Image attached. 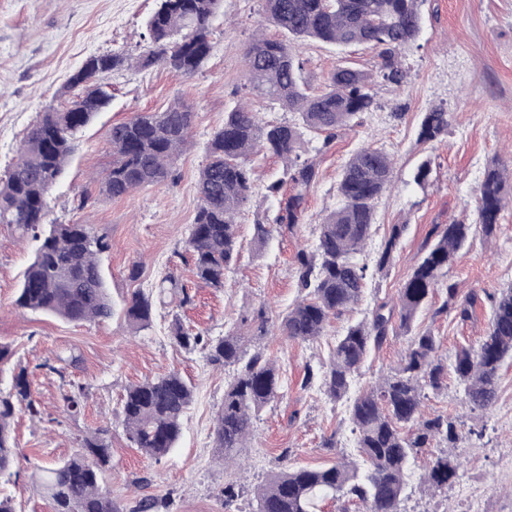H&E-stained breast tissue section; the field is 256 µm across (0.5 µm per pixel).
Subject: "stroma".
Instances as JSON below:
<instances>
[{"label": "stroma", "instance_id": "35a3bbf8", "mask_svg": "<svg viewBox=\"0 0 512 512\" xmlns=\"http://www.w3.org/2000/svg\"><path fill=\"white\" fill-rule=\"evenodd\" d=\"M158 0H0V176L17 161L20 143L40 115L67 105L74 97L67 84L87 57L112 52L137 54L146 44V21ZM419 39L403 54V85L384 81L373 88L375 104L338 132L331 144L306 133L304 157L314 159L319 176L305 197L302 222L274 235L265 249L252 240L253 226L274 223L279 197L266 188L282 179L284 163L273 157L255 162V192L237 217L241 256L211 288L194 281L182 256L199 198L196 182L213 131L224 114L241 101H251L266 121L290 119L273 101L250 97L245 87L243 55L255 34L278 37L271 25L260 26L261 0H223L212 22V50L190 77L156 65L124 68L103 74L110 105L99 112L77 139V147L49 195L48 220L53 224H91L107 236L110 250L103 260L112 299L111 318L74 323L56 315L34 313L15 304L19 282L36 243L18 240L0 224V343L14 355L1 366L6 374L30 369L29 380L40 417L16 414L12 435L18 450L17 478L0 481V494L12 498L16 512H51L34 486L36 466L69 458L80 440L103 430L112 446V462L103 476L124 512H139L141 501H162L161 512H251L253 490L284 465L318 467L345 457L358 459L344 403L329 401L318 388L301 386L305 366L327 362L337 336L377 305L392 302L424 253L434 225L471 215L476 190L490 162H512V0H424ZM303 72L312 88L325 85L337 65L373 73L375 50L340 48L316 41L300 48ZM191 106L195 117L192 143L177 162L174 180L112 199L98 192V181L112 165L107 134L112 124L137 112H161L173 101ZM442 105L451 114L446 136L422 143L419 124L424 112ZM383 149L394 161L395 184L377 201L372 236L360 261H372L390 225L407 230L389 271L369 280L353 311L332 319L325 336L312 344L267 338L268 351L287 371L282 395L259 415L253 436L238 449L237 462L224 465L214 438L216 414L229 374L197 351L176 345L169 332L173 316L184 324L223 335L247 311L266 305L272 314L286 312L300 296L295 254L312 248L321 223L337 204L339 174L359 148ZM431 164L425 185L414 175L422 161ZM87 206H80L82 196ZM140 276L130 279L132 265ZM175 272L189 288L191 305L178 310L157 307L149 330L134 332L123 308L131 294L155 285ZM447 285L415 323L431 332L442 356L477 344L490 316L488 294L512 284V206L501 213L494 235L474 233L448 267ZM477 296L472 317L460 321L437 314L448 298L447 286ZM409 336L390 331L372 352L352 385L365 390L398 365ZM73 353L77 367L57 375L41 370L44 362ZM178 370L193 389V402L182 419V435L172 452L154 461L127 440L120 401L127 387ZM86 386L87 399L74 416H61L59 406L67 381ZM456 376L440 392L429 393L428 415L460 418L470 434L459 444L458 478L446 493L423 490V461L412 464L406 512H512V363L500 371L498 399L487 414L470 412L462 403ZM241 490L232 505L224 503V485Z\"/></svg>", "mask_w": 512, "mask_h": 512}]
</instances>
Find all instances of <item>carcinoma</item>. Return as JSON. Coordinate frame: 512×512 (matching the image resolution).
Returning a JSON list of instances; mask_svg holds the SVG:
<instances>
[{"instance_id":"1","label":"carcinoma","mask_w":512,"mask_h":512,"mask_svg":"<svg viewBox=\"0 0 512 512\" xmlns=\"http://www.w3.org/2000/svg\"><path fill=\"white\" fill-rule=\"evenodd\" d=\"M222 0H159L146 23L148 42L138 55L125 52L88 57L74 73L68 87L79 89L70 106L43 113L20 148V156L0 178V224H7L21 239L36 242L34 259L27 267L16 305L33 312L56 314L71 322H96L112 316V302L102 274L107 238L91 224H48V194L63 174L77 133L86 127L111 95L98 77L125 65L147 69L163 65L183 76L195 74L212 49L211 20ZM423 0H262L264 21L281 32L277 39L259 36L244 53L246 88L299 115L293 121H262L246 104L224 115V125L206 145V163L198 179L199 206L190 225L184 251L198 282L224 287L225 273L240 257L237 215L254 190L253 162L259 155L284 161L292 193L282 200L275 223L254 224V242L264 247L274 232L292 230L301 223L306 193L316 182L315 162L301 158L303 131L325 134L329 143L360 112L371 110L373 78L401 84L406 77L401 54L421 32ZM316 40L348 47L369 45L377 50L376 75L349 65L330 74L325 88L309 92L297 47ZM194 113L181 101L162 112H139L112 125L108 143L112 168L101 179L99 192L119 199L132 191L174 177L176 163L190 143ZM450 112L437 106L424 113L419 141L430 142L448 134ZM394 162L380 148L364 146L345 164L337 186L339 206L318 225L312 249L295 256L301 300L272 321L260 306L212 337L205 330L189 332L173 319L171 339L180 347L205 355L215 366L231 367L224 401L215 419L216 447L224 460L245 447L258 414L276 401L284 387L281 367L260 345L272 331L286 339L313 343L323 336L331 318L352 310L362 299L368 276L381 275L392 265L407 229L392 224L373 264L361 262L372 235L375 203L393 185ZM512 184V166L497 161L486 168L478 187L471 223L455 221L435 227V239L412 268L392 305L382 303L363 319L349 325L336 339L329 360L316 374L306 365L302 387L315 379L333 402L343 399L354 375L370 354L387 339L392 321L412 331L418 313L448 275V266L470 235L494 234L505 208L506 188ZM448 300L435 314L471 317L475 295L458 299L447 288ZM170 297L183 307L191 302L185 285L171 272L157 291H136L126 304L125 317L137 332L151 326L156 303ZM490 318L479 344L462 348L453 362L439 354L431 332L409 337L398 368L360 393L349 406L352 433L362 463L342 458L321 468L285 467L273 473L254 492L255 512H315L317 503L332 500L347 512L355 502L362 512H404L402 502L409 466L426 449L444 443L429 462L421 484L445 492L457 476L455 454L461 435L452 418L426 417L422 412L425 390L439 392L448 370H453L471 411L490 410L498 397L499 371L512 358V285L490 296ZM253 350H247V344ZM59 365L38 364L64 374L79 356L57 357ZM193 396L192 386L176 371L148 379L126 389L121 399L126 434L145 455L159 461L175 447L182 418ZM86 388L69 383L61 395L64 412L80 410ZM24 409L38 414L26 370L12 375L9 388L0 389V478L13 476L16 448L11 420ZM111 444L95 433L81 440L80 450L68 459L40 468L37 490L53 505V512H123L112 493L101 486L110 465Z\"/></svg>"}]
</instances>
